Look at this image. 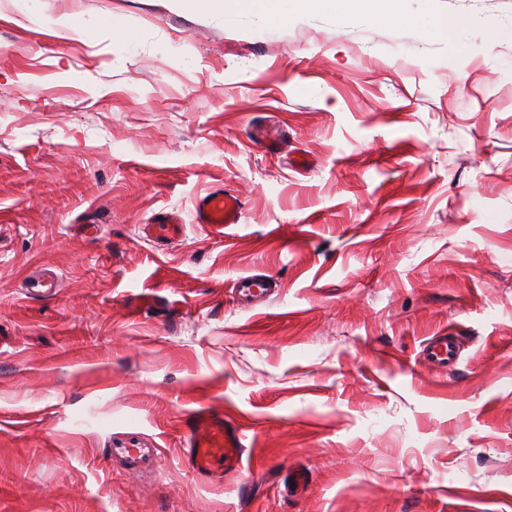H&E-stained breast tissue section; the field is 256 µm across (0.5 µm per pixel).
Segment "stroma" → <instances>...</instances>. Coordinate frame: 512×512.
Returning a JSON list of instances; mask_svg holds the SVG:
<instances>
[{
  "mask_svg": "<svg viewBox=\"0 0 512 512\" xmlns=\"http://www.w3.org/2000/svg\"><path fill=\"white\" fill-rule=\"evenodd\" d=\"M403 10L0 0V512H512V0ZM204 406L237 477L182 462ZM194 2L196 7L204 6L210 10H221L232 4L237 10H244L265 18L277 26H287L293 16L309 0H179ZM372 8L379 19L389 23H398L405 19L400 3L403 0H373ZM242 210L243 202L237 195L215 188L198 200L195 219L196 223L206 224L215 233L223 234L224 226L239 223ZM167 213H160L157 221L146 224L152 238L156 240H175L182 231V225ZM234 288H236L242 296L251 297L253 299H262L269 294L271 290V282L266 278L244 276L238 278ZM425 357L427 361L434 365L448 368L454 360V353L448 345V339L439 338L426 347ZM112 453L127 459L133 469H140L142 466H152L155 458L150 448H138L136 444L126 443L112 449Z\"/></svg>",
  "mask_w": 512,
  "mask_h": 512,
  "instance_id": "obj_1",
  "label": "stroma"
}]
</instances>
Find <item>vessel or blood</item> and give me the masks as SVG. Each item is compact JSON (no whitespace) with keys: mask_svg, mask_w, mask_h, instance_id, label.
I'll return each instance as SVG.
<instances>
[{"mask_svg":"<svg viewBox=\"0 0 512 512\" xmlns=\"http://www.w3.org/2000/svg\"><path fill=\"white\" fill-rule=\"evenodd\" d=\"M242 210L243 202L237 195L216 188L198 200L195 219L220 234L226 226L239 223ZM148 229L152 238L171 241L179 237L182 226L172 215L163 213ZM235 287L242 296L262 299L269 294L271 282L244 276L238 278ZM425 357L434 365L447 367L452 364L454 353L447 339L439 338L426 347ZM242 439L241 427L230 416L210 407L200 408L184 430L183 454L188 468L204 480L236 474L244 453ZM115 453L135 469L155 463L151 449L133 443L117 447Z\"/></svg>","mask_w":512,"mask_h":512,"instance_id":"1","label":"vessel or blood"}]
</instances>
